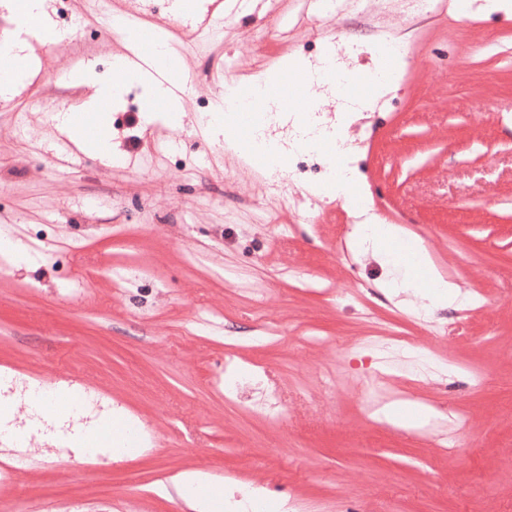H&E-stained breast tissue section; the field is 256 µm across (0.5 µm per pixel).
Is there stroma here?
<instances>
[{
	"mask_svg": "<svg viewBox=\"0 0 512 512\" xmlns=\"http://www.w3.org/2000/svg\"><path fill=\"white\" fill-rule=\"evenodd\" d=\"M473 2L241 0L219 35L180 29L182 126H145L132 87L112 107V160L68 167L47 114L84 91L60 74L109 77L124 43L100 14L124 2L50 0L69 36L0 100V225L38 256L0 269V414L28 437L0 441V504L192 512L172 479L202 471L223 494L213 512L253 486L246 512H512V12ZM384 40L406 49L393 90L310 82L316 124L355 120L292 149L287 171L195 121L287 56L362 81ZM344 147L370 215L420 241L474 306L380 290L386 266L349 247L358 210L311 192ZM393 334L409 349L386 346ZM370 375L383 383L363 390ZM31 380L83 403L58 394L30 413ZM115 408L137 450L88 455L87 428Z\"/></svg>",
	"mask_w": 512,
	"mask_h": 512,
	"instance_id": "obj_1",
	"label": "stroma"
}]
</instances>
